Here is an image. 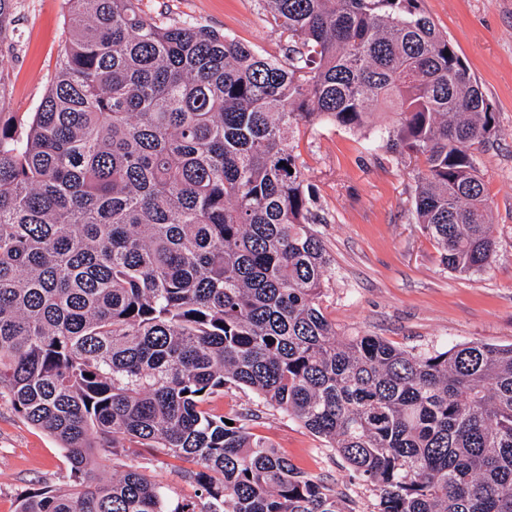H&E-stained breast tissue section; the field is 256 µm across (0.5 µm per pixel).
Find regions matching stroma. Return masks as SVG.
Returning a JSON list of instances; mask_svg holds the SVG:
<instances>
[{
    "label": "stroma",
    "mask_w": 512,
    "mask_h": 512,
    "mask_svg": "<svg viewBox=\"0 0 512 512\" xmlns=\"http://www.w3.org/2000/svg\"><path fill=\"white\" fill-rule=\"evenodd\" d=\"M420 7L447 34L496 112L498 133L477 160L497 253L478 274L449 272L412 208V164L369 150L359 132L331 125L304 129L296 152L317 191L322 222L316 230L333 260L322 310L339 335L368 333L412 352L470 341L512 345V0H421ZM140 8L158 22L190 18L263 54L284 55L285 39L267 22L261 0H141ZM67 15L66 0H19L20 41L0 56L9 78L1 120L35 111L55 73ZM251 408L258 412L253 433L304 475L346 494L353 512H373V486L353 480L321 437L260 406L244 388L225 386L208 402L212 414L227 418ZM132 464L166 487L171 502L197 500L188 476L192 463L169 455L128 448L102 473L108 477L113 468ZM68 477L59 441L0 402V512H15L35 485L60 487Z\"/></svg>",
    "instance_id": "35a3bbf8"
}]
</instances>
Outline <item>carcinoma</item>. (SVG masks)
Here are the masks:
<instances>
[{
  "instance_id": "obj_1",
  "label": "carcinoma",
  "mask_w": 512,
  "mask_h": 512,
  "mask_svg": "<svg viewBox=\"0 0 512 512\" xmlns=\"http://www.w3.org/2000/svg\"><path fill=\"white\" fill-rule=\"evenodd\" d=\"M140 0H67L68 37L34 112L0 123V400L54 436L65 489L16 512H353L207 409L246 388L323 438L377 512H512V346L412 353L340 336L331 261L292 141L328 123L423 163L413 206L443 265L497 242L475 151L496 113L420 0H263L284 59ZM17 0H0V51ZM121 437L195 465L171 506Z\"/></svg>"
}]
</instances>
